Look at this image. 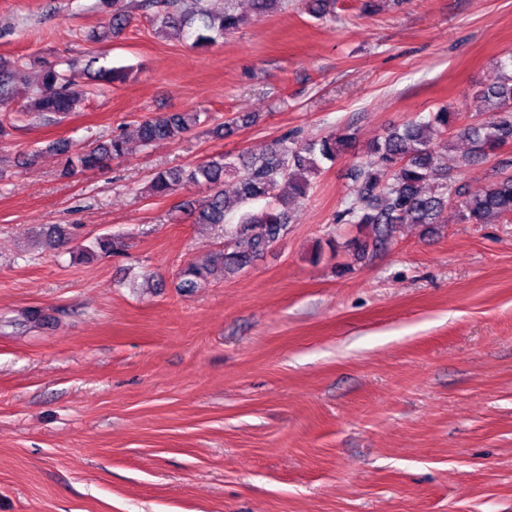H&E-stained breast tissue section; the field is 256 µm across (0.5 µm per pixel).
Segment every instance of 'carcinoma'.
I'll use <instances>...</instances> for the list:
<instances>
[{"label":"carcinoma","instance_id":"cac0c4a2","mask_svg":"<svg viewBox=\"0 0 512 512\" xmlns=\"http://www.w3.org/2000/svg\"><path fill=\"white\" fill-rule=\"evenodd\" d=\"M206 0H142L141 8H154L160 27L183 29L195 35L197 45H208L214 35L236 30L242 17L225 0L224 8L214 11ZM93 78L112 83L122 80V68L100 66ZM15 97L13 76L0 67V103ZM84 99L79 81L66 79L53 66H45L25 109L49 123L65 119ZM479 112L491 114L489 120L476 124L460 123L456 112L442 107L420 120H411L388 131L382 141L370 148V158L356 174L357 185L344 208L337 213L339 224H371L376 234L372 248L389 244L399 224H446L445 211L449 197L460 198L463 219L470 224H483L490 215L512 218V175L501 178L488 189L466 194L448 181V168L439 164V156L431 145V132L461 137L471 144L470 153L462 156L461 165L469 166L512 142V56L499 62L491 81L479 94ZM200 121L198 112H168L146 117L138 125V139L144 146L157 142L175 143L184 138ZM254 123L249 113L233 116L219 125L214 133L229 137ZM350 145L347 136H325L319 140L297 142L284 137L273 143L259 157L246 153L211 156L187 169L170 168L157 172L147 193L152 197H169L185 182L204 184L210 195L188 211L195 224L224 226V250L220 263L206 255L188 262L180 270L181 288H193L197 280L209 276L224 277L250 266L288 234L292 216L290 206L306 198L313 189V179L321 174L322 162H333ZM52 149L67 155L71 168L91 170L104 161L126 153L127 140L122 134L107 141L90 143L76 149L66 141H57ZM233 182V195L224 183ZM288 184V195L279 193L281 183ZM240 212L239 223L226 224L230 212ZM117 251L121 242L108 236L97 237L93 246L82 248L88 254L93 248Z\"/></svg>","mask_w":512,"mask_h":512}]
</instances>
